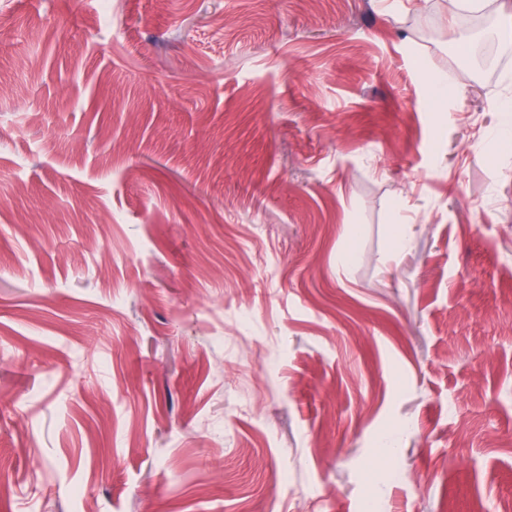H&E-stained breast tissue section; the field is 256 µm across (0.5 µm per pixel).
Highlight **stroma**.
Here are the masks:
<instances>
[{"label":"stroma","instance_id":"obj_1","mask_svg":"<svg viewBox=\"0 0 512 512\" xmlns=\"http://www.w3.org/2000/svg\"><path fill=\"white\" fill-rule=\"evenodd\" d=\"M481 42L449 0H0V512L512 503Z\"/></svg>","mask_w":512,"mask_h":512}]
</instances>
